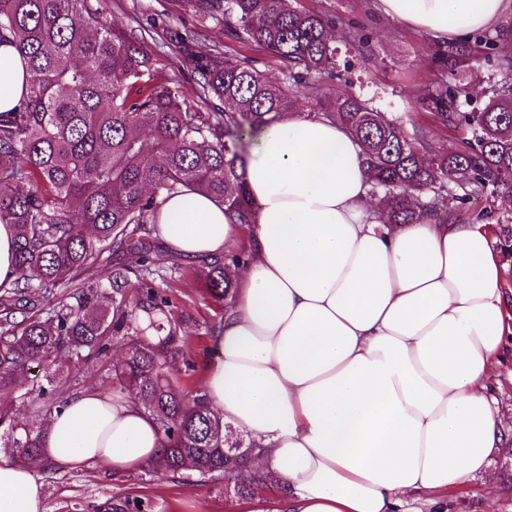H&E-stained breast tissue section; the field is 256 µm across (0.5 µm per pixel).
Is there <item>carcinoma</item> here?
Here are the masks:
<instances>
[{
    "label": "carcinoma",
    "instance_id": "cac0c4a2",
    "mask_svg": "<svg viewBox=\"0 0 512 512\" xmlns=\"http://www.w3.org/2000/svg\"><path fill=\"white\" fill-rule=\"evenodd\" d=\"M203 18L224 22V34L267 51L281 63L271 81L247 57L211 49L198 58L195 98L169 78L132 89L156 59L145 34H125L100 20L99 0H0V45L22 56L31 79L26 95L0 112V224L15 235L14 278L0 282V448L19 461L41 455L44 422L65 405L56 395L62 362L87 363L118 353L109 392L131 389L157 420L168 448L152 469L232 484L252 499L272 486L268 475L240 474L250 457H224V415L205 395L178 385L169 358L181 337L169 300L141 275L160 198L184 191L224 204L230 222L252 224L245 144L256 140L324 73L347 90L328 100L314 120L343 126L362 148L371 180L370 205L386 224H412L420 210L448 221V198L485 217L491 197L512 201V53L479 30L464 42L433 47L448 73L425 97L434 123L460 132L452 152L422 127L409 133L399 119L354 91L339 63V44L362 57L371 35L360 26L293 5L294 0H195ZM479 53L502 75L479 110L461 101L453 77ZM495 248L512 250V220L496 225ZM125 262L107 279L95 275L105 254ZM216 259L204 274L217 297L231 286L230 263ZM139 274L135 298L126 295ZM20 408L42 415L28 424Z\"/></svg>",
    "mask_w": 512,
    "mask_h": 512
}]
</instances>
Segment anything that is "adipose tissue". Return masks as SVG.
Returning <instances> with one entry per match:
<instances>
[{"instance_id":"adipose-tissue-1","label":"adipose tissue","mask_w":512,"mask_h":512,"mask_svg":"<svg viewBox=\"0 0 512 512\" xmlns=\"http://www.w3.org/2000/svg\"><path fill=\"white\" fill-rule=\"evenodd\" d=\"M382 14L459 42L495 28L512 0H377ZM30 79L0 46V111ZM249 231L196 193L165 199L169 254L212 259L246 246L235 297L206 358L204 394L260 448L287 512H448L506 442L493 394L512 378V300L484 224H383L362 151L338 124L288 113L247 170ZM165 448L130 395L86 389L48 421L43 460L132 471ZM34 465L0 452V512H45Z\"/></svg>"}]
</instances>
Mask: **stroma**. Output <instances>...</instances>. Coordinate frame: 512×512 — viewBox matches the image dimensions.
Masks as SVG:
<instances>
[{"label":"stroma","instance_id":"1","mask_svg":"<svg viewBox=\"0 0 512 512\" xmlns=\"http://www.w3.org/2000/svg\"><path fill=\"white\" fill-rule=\"evenodd\" d=\"M301 7L365 24L372 32L369 58L351 53L348 76L363 96L381 110L400 117L405 129L428 125L422 97L441 74L431 58L432 40L419 31L404 28L374 9V0H299ZM103 20L113 29L127 32L139 27L152 31L149 51L158 59V74L181 81L187 96H194L191 79L195 60L210 48L220 47L233 56L256 59L269 79L280 78L278 62L254 47L228 42L224 27L201 21L191 0H104ZM190 29L197 40L183 48L171 39L173 30ZM151 265L157 286L168 297L179 334L187 340L186 358L192 371L177 370L176 381L190 390L202 387L207 351L224 319V300L213 298L199 272V261L177 262L163 257L159 237L151 239ZM106 364L63 368L58 393L69 397L86 389L108 386ZM492 475L500 488L488 499L483 479L470 480L454 493L456 512H512V441L492 455ZM40 477L46 486V512H113L125 499L142 503V512H239L241 500L224 492V484L198 477L178 478L144 467L115 473L104 467L45 469Z\"/></svg>","mask_w":512,"mask_h":512}]
</instances>
